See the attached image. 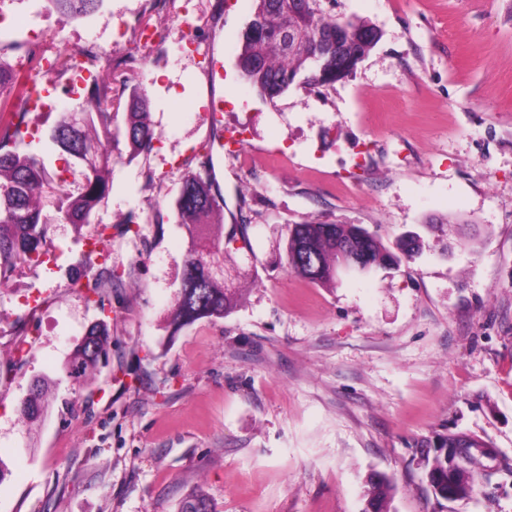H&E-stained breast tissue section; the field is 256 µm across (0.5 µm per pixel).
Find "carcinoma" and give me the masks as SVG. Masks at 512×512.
Masks as SVG:
<instances>
[{"label": "carcinoma", "mask_w": 512, "mask_h": 512, "mask_svg": "<svg viewBox=\"0 0 512 512\" xmlns=\"http://www.w3.org/2000/svg\"><path fill=\"white\" fill-rule=\"evenodd\" d=\"M59 11L79 17L94 13L103 0H48ZM252 17L242 35L237 66L242 78L268 102L275 103L290 89L312 90L330 86L352 75L377 45L379 30L360 20H342L324 8V0H307L296 9L295 0H253ZM341 60H336V47ZM87 97L93 108L68 112L46 134L49 145L74 165L84 167V182L75 193L63 192L65 179L47 170L42 156L24 152L28 134L26 113L13 112L0 123V283L20 267L41 262L46 224L41 204L54 200L61 220L77 230L93 227L91 236H108V225H93L96 208L109 194L112 164V123L117 115L112 98L100 93L92 82ZM126 155L129 162L152 149L154 134L147 93L133 86L125 107ZM198 169L187 173L172 202L177 224L187 241L180 289L174 299L171 325L178 330L204 318H222L236 307V289L224 276V255L237 241H246V219L225 234L211 232L213 218L223 213L224 197L214 189L211 150L202 147L194 155ZM424 249L423 237L410 232L393 247L358 224L306 221L289 226L285 239L288 270L312 283H336L338 270L368 274L376 269H394L415 258ZM82 287L87 301L97 302L100 289L112 282L106 264L84 274ZM109 330L103 323L92 325L78 344L68 366L74 379L84 376L106 354ZM47 381L37 379L30 397L20 405L26 420L39 417L40 398ZM422 458L431 491L448 488L453 477L459 498L474 491L481 473L474 468L477 457L491 459V445L464 433L440 434L423 440ZM395 487L384 475L367 480L365 512H390ZM178 512H215L209 497L199 489L188 493Z\"/></svg>", "instance_id": "cac0c4a2"}]
</instances>
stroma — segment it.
<instances>
[{"instance_id":"stroma-1","label":"stroma","mask_w":512,"mask_h":512,"mask_svg":"<svg viewBox=\"0 0 512 512\" xmlns=\"http://www.w3.org/2000/svg\"><path fill=\"white\" fill-rule=\"evenodd\" d=\"M103 0L77 18L48 0H0V65L60 111H32L31 151L67 191L80 166L45 139L83 108L72 72L30 68L94 43L85 69L126 101L145 87L151 153L114 161L94 221L120 283L89 304L75 280L88 252L53 205L40 265L0 288V512H177L194 489L217 512H363L367 477L393 479L391 512H512V0H330L381 33L353 75L269 103L244 83L237 40L253 0ZM164 31L141 37L144 24ZM247 126L249 161L218 140ZM212 145L223 219L249 221L224 273L242 289L221 319L172 330L186 239L169 208L193 151ZM451 216L478 244L426 234L396 270L339 271L322 286L290 273L287 228L361 224L385 244ZM134 217L138 233L118 222ZM107 321L105 362L66 376L86 331ZM52 380L41 421L19 407ZM466 432L499 464L473 494L435 498L417 441Z\"/></svg>"}]
</instances>
